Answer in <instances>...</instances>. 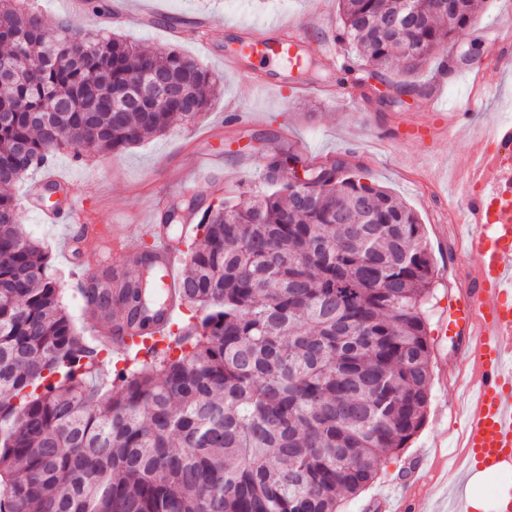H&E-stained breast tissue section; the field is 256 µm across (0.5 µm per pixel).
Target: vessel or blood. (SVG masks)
I'll return each instance as SVG.
<instances>
[{"label":"vessel or blood","instance_id":"vessel-or-blood-1","mask_svg":"<svg viewBox=\"0 0 512 512\" xmlns=\"http://www.w3.org/2000/svg\"><path fill=\"white\" fill-rule=\"evenodd\" d=\"M303 30L332 32L329 0H315L304 17ZM246 55L261 59L295 57L296 41L288 32L279 37L250 42ZM495 142L488 151L487 142ZM465 181L479 186L463 205V224L469 232L458 241L452 260L464 282L462 360L474 371L461 415V435L466 455L463 472L481 469L512 472V122L489 127L472 152L459 165ZM134 238H148L164 266L165 286H179L185 257L165 224H141ZM83 246L90 254L102 247L127 249V241L101 238L97 226L83 228Z\"/></svg>","mask_w":512,"mask_h":512}]
</instances>
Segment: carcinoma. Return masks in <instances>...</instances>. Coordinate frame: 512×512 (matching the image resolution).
<instances>
[{
  "instance_id": "obj_1",
  "label": "carcinoma",
  "mask_w": 512,
  "mask_h": 512,
  "mask_svg": "<svg viewBox=\"0 0 512 512\" xmlns=\"http://www.w3.org/2000/svg\"><path fill=\"white\" fill-rule=\"evenodd\" d=\"M27 0H0V186L56 151L117 155L193 121L217 82L179 50L46 27ZM473 0H339L336 40L379 80L411 73L473 21ZM173 94L152 95L148 75ZM415 86L391 84L400 105ZM206 207L180 304L196 318L164 355L104 386L94 340L59 298L48 253L0 193V512H340L381 457L423 426L432 350L422 307L434 265L413 210L347 175L340 159ZM120 295L131 335L151 336L162 271L149 254Z\"/></svg>"
}]
</instances>
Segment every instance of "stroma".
Instances as JSON below:
<instances>
[{
	"instance_id": "1",
	"label": "stroma",
	"mask_w": 512,
	"mask_h": 512,
	"mask_svg": "<svg viewBox=\"0 0 512 512\" xmlns=\"http://www.w3.org/2000/svg\"><path fill=\"white\" fill-rule=\"evenodd\" d=\"M311 0H134V8L154 10L164 23L150 27L127 17L125 0H108L110 15L100 18L85 0H35L47 26L70 20L82 30L106 28L149 51L174 47L218 75L220 83L209 109L191 123L174 122L164 134L128 148L119 158L86 152L75 160L70 152L54 153L50 168L73 182L75 208L85 223L107 224L122 238L130 224L162 223L170 206L188 191H198L204 204L217 205L224 197L245 200L263 189L267 155L289 151L306 161L341 158L352 177L384 187L413 210L422 226L435 270L433 297L428 305L427 334L432 361L455 362L460 347L455 339L462 314L448 303L458 297L462 283L448 258L462 230L456 213L476 185L459 179L456 168L477 138L497 120L512 116V18L501 11L500 0H474L472 26L428 59L419 72L403 74L391 68L388 77L417 84L400 108H386L355 98L350 90L364 73L355 52L337 45L335 58L321 54V36L303 35L299 43L314 50V65L307 70L279 73L272 61L231 57L236 40H251L253 29L265 26L267 37L279 34V25L295 26ZM275 81V89L257 92L259 79ZM472 111H462L464 98ZM245 104L244 120L225 121L226 107ZM441 105L449 132L438 139H411L403 134L408 124L429 126L437 115L431 104ZM210 135L219 154L201 166L198 139ZM202 170L194 187L178 176ZM40 173L29 174L11 187L23 203L22 231L40 243L50 257L60 297L74 327L91 335L86 301L65 255L71 232L66 224L49 223L31 204L27 189ZM446 319L448 332L439 335L437 323ZM469 386V371L441 380L433 376L425 422L399 452L381 461L374 481L358 496L345 499L341 512H377V500L398 496L402 480L415 463H422L424 478L415 491L409 512H448V498L461 492L483 502L481 512H494L498 492L512 489V474L481 471L466 478L445 479L443 470L460 448L458 409Z\"/></svg>"
}]
</instances>
